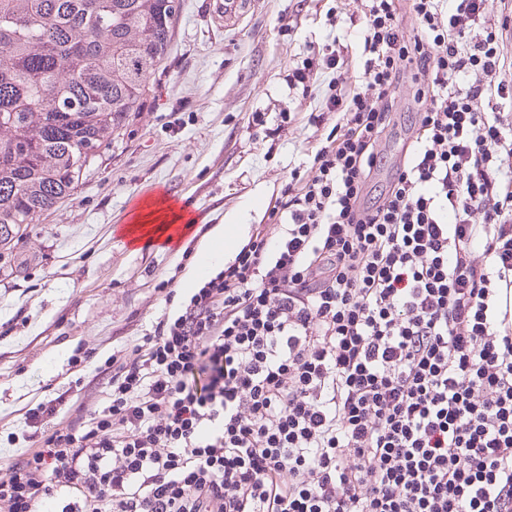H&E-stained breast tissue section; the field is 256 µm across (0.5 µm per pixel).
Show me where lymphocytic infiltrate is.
Here are the masks:
<instances>
[{
  "label": "lymphocytic infiltrate",
  "instance_id": "obj_1",
  "mask_svg": "<svg viewBox=\"0 0 512 512\" xmlns=\"http://www.w3.org/2000/svg\"><path fill=\"white\" fill-rule=\"evenodd\" d=\"M413 16L414 29L404 18ZM357 84L234 260L0 472V512H512V0H364ZM411 77L416 130L367 188Z\"/></svg>",
  "mask_w": 512,
  "mask_h": 512
}]
</instances>
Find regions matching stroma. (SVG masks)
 I'll list each match as a JSON object with an SVG mask.
<instances>
[{
  "instance_id": "1",
  "label": "stroma",
  "mask_w": 512,
  "mask_h": 512,
  "mask_svg": "<svg viewBox=\"0 0 512 512\" xmlns=\"http://www.w3.org/2000/svg\"><path fill=\"white\" fill-rule=\"evenodd\" d=\"M215 0H182L171 47L152 70L142 112L103 149L98 167L72 198L0 249V467L40 438L45 423L24 411L58 397L105 403L102 372L162 314L158 286L176 277L182 250L131 243L133 201L166 190L198 223L226 225L225 262L254 226L282 234L267 210L290 173L302 169L321 100L289 81L312 44L340 39L345 67L360 62L362 0H239L234 13ZM404 83L397 122L377 150L389 169L411 124Z\"/></svg>"
}]
</instances>
